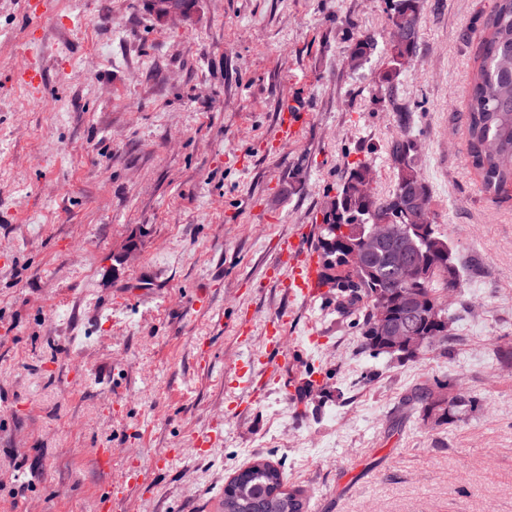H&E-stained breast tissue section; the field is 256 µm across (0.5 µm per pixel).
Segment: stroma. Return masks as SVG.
<instances>
[{
  "mask_svg": "<svg viewBox=\"0 0 512 512\" xmlns=\"http://www.w3.org/2000/svg\"><path fill=\"white\" fill-rule=\"evenodd\" d=\"M50 2L37 20L0 0V512H100L107 495L213 512L259 457L306 512H512V191L487 194L466 154L474 30L495 0H422L391 102L372 82L387 0H190L165 20L151 0ZM359 32L378 48L354 70ZM32 58L38 94L18 76ZM405 130L461 272L454 342L414 361L371 357L354 314L292 296L272 266L283 239L317 242L351 164L392 190ZM265 352L278 368L252 401L235 371ZM308 376L322 396L300 392ZM428 378L481 411L422 420L405 398ZM138 462L145 494L120 484Z\"/></svg>",
  "mask_w": 512,
  "mask_h": 512,
  "instance_id": "1",
  "label": "stroma"
}]
</instances>
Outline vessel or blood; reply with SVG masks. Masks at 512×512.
<instances>
[{"label": "vessel or blood", "instance_id": "1", "mask_svg": "<svg viewBox=\"0 0 512 512\" xmlns=\"http://www.w3.org/2000/svg\"><path fill=\"white\" fill-rule=\"evenodd\" d=\"M274 267L287 270L288 285L299 297L308 300L323 295L319 257L304 235H296L280 244Z\"/></svg>", "mask_w": 512, "mask_h": 512}]
</instances>
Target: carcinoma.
<instances>
[{"mask_svg": "<svg viewBox=\"0 0 512 512\" xmlns=\"http://www.w3.org/2000/svg\"><path fill=\"white\" fill-rule=\"evenodd\" d=\"M420 0H392L388 20L391 29L401 32L390 42L386 67L374 78L376 90L393 96L395 81L402 73V60L416 54L419 44ZM478 65L473 74L468 101L467 154L481 179L483 189L498 195L512 186V0H496L494 9L477 30ZM377 51V41L369 34L352 38L349 64L361 68ZM395 177L392 192L363 194L372 183L373 172L365 162L347 171L323 211L317 253L322 283L336 289L337 306L346 313L358 312L357 327L364 348L379 356L414 360L429 350L448 353L454 340L453 317L445 310L428 313L427 304L460 288L459 270L448 245V237L434 224L431 192L416 164L414 140L407 134L396 139L389 151ZM422 207L427 221L403 219L401 237L386 243L371 236L372 225L389 216H401L407 204ZM406 250L410 268L400 274L396 250ZM417 288L425 296L421 311L413 314L403 302V292ZM394 297L389 322L407 325L413 336L430 340L407 353L392 348L374 319L379 298ZM455 383L435 379L417 385L408 396L411 408L424 421L452 424L461 415L474 412L479 401L461 393L454 395ZM305 499L299 488L286 486L283 472L258 458L240 471L224 489V512H304Z\"/></svg>", "mask_w": 512, "mask_h": 512, "instance_id": "cac0c4a2", "label": "carcinoma"}]
</instances>
